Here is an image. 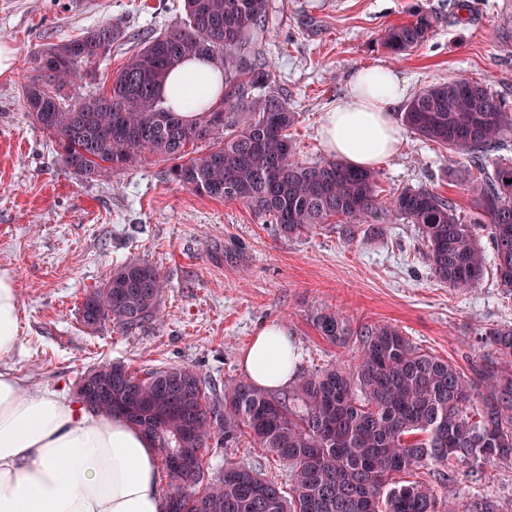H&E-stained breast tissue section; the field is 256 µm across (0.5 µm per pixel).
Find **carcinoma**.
<instances>
[{"mask_svg": "<svg viewBox=\"0 0 512 512\" xmlns=\"http://www.w3.org/2000/svg\"><path fill=\"white\" fill-rule=\"evenodd\" d=\"M183 25L142 39L111 78L112 93L68 97L90 83L89 68L121 39L109 22L33 55L36 74L23 86L35 123L58 142V163L89 179L135 168L149 152L169 164L168 179L200 196L241 203L282 236L324 224H382L390 215L415 226L429 273L461 292L485 271L486 232L504 292L512 295V162L476 187V213L425 188L390 200L378 193L380 170L333 158L299 157L290 129L296 113L275 87L263 42L271 0H183ZM436 17L418 9L381 31L378 44L396 57L432 37ZM224 70V96L188 121L165 105L161 85L191 57ZM404 125L482 168L512 140V101L464 77L420 90L401 113ZM167 281L143 260L115 268L82 303L84 325L105 321L128 331L160 318ZM315 331L344 348L357 343L353 366L330 365L300 376L279 397L247 381L224 392L194 368L169 364L142 372L122 363L86 371L105 394L97 412L119 413L154 443L167 478V512H448L431 482L405 481L426 470L464 471L475 480L512 469V325L478 333L483 354L464 370L418 348L394 326L355 328L339 311L320 309ZM288 463L291 495L278 480L244 462L214 476L203 452L216 439L231 448L243 433ZM174 457L194 461L175 471ZM457 512H502L481 496Z\"/></svg>", "mask_w": 512, "mask_h": 512, "instance_id": "obj_1", "label": "carcinoma"}]
</instances>
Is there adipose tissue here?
Listing matches in <instances>:
<instances>
[{"label": "adipose tissue", "instance_id": "1", "mask_svg": "<svg viewBox=\"0 0 512 512\" xmlns=\"http://www.w3.org/2000/svg\"><path fill=\"white\" fill-rule=\"evenodd\" d=\"M224 76L196 57L172 70L163 85L167 105L194 119L222 96ZM406 83L386 67L355 71L348 90L324 114L326 152L367 169L402 144L393 108ZM19 344L18 297L0 271V359ZM253 386L276 390L296 374L282 328L268 326L243 356ZM157 455L149 439L118 414L88 415L82 404L52 391L31 392L0 368V512H165Z\"/></svg>", "mask_w": 512, "mask_h": 512}]
</instances>
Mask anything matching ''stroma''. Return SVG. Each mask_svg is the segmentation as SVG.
<instances>
[{
  "mask_svg": "<svg viewBox=\"0 0 512 512\" xmlns=\"http://www.w3.org/2000/svg\"><path fill=\"white\" fill-rule=\"evenodd\" d=\"M268 59L297 114L291 136L301 157L325 150L319 127L354 71L393 69L409 94L466 77L512 98V16L503 0H273ZM423 8L437 17L433 37L396 57L376 43L382 29ZM182 0H0V41L12 43L15 67L0 77V270L17 290L20 346L4 363L30 391L74 397L87 368L121 362L133 369L189 364L216 387L243 380L241 358L252 338L276 325L296 349L298 371L354 364L356 346L337 347L310 322L319 308L340 310L354 325L390 324L424 351L468 367L484 328L512 323V296L487 263L478 288L459 292L434 280L413 225L390 219L355 239L327 224L279 237L243 204L226 203L170 182L166 165L145 155L134 169L88 181L57 164L56 145L28 116L21 87L34 52L108 21L122 45L95 64L96 82L70 95L104 92L133 49L134 35L183 23ZM380 193L392 198L425 187L473 211L470 164L405 133L396 156L380 166ZM165 276L163 321L129 332L81 319L87 290L129 260ZM250 462L287 482L286 463L266 456L250 436L237 447H210L205 464ZM449 504L482 494L512 512V469L472 482L456 474Z\"/></svg>",
  "mask_w": 512,
  "mask_h": 512,
  "instance_id": "1",
  "label": "stroma"
}]
</instances>
